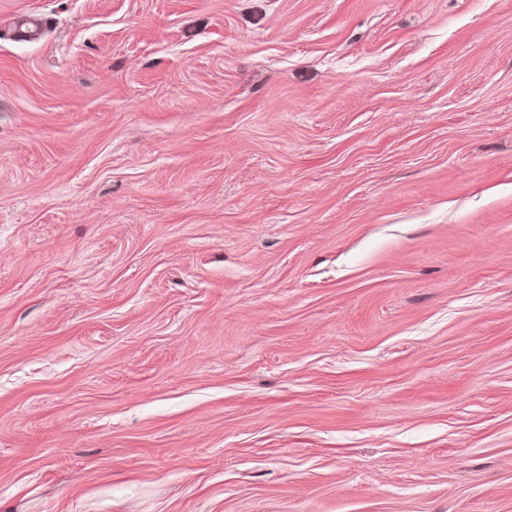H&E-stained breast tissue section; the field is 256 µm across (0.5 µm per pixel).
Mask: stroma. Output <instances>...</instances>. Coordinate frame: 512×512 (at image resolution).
Wrapping results in <instances>:
<instances>
[{
  "instance_id": "stroma-1",
  "label": "stroma",
  "mask_w": 512,
  "mask_h": 512,
  "mask_svg": "<svg viewBox=\"0 0 512 512\" xmlns=\"http://www.w3.org/2000/svg\"><path fill=\"white\" fill-rule=\"evenodd\" d=\"M0 512H512V0H0Z\"/></svg>"
}]
</instances>
